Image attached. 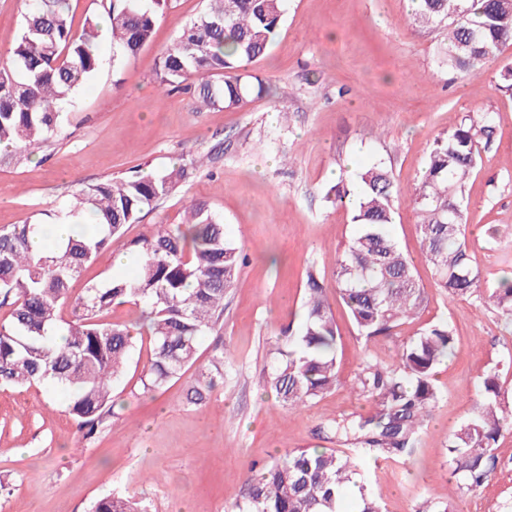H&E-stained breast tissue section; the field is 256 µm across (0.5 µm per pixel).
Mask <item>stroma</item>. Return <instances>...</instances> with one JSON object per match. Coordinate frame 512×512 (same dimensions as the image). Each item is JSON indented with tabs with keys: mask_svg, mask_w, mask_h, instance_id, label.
Returning a JSON list of instances; mask_svg holds the SVG:
<instances>
[{
	"mask_svg": "<svg viewBox=\"0 0 512 512\" xmlns=\"http://www.w3.org/2000/svg\"><path fill=\"white\" fill-rule=\"evenodd\" d=\"M207 7L167 0L152 41L112 68V42L101 37L99 72L61 114V132L40 151L0 166V228L46 222L77 184L161 172L207 156L206 165L144 212L122 240L99 254L83 281H100L129 240L184 220L195 199L221 216L227 237L247 256L224 298L220 327L200 341L199 360L218 346L236 366L204 409L185 402L186 380L151 395L140 377L152 344L138 338L111 424L83 439L66 395L43 385L0 387V512H91L114 492L145 498L151 512H226L247 491L252 463L298 448H333L329 419L366 417L374 397L356 386L362 360L397 363L402 347L445 320L454 350L436 369L438 400L413 454L371 457L364 473L384 512H416L426 498L452 512H512V428L499 436L498 466L468 493L449 478L446 440L471 418L484 378L497 372L512 410V324L484 301L450 298L433 282L420 249L408 192L432 143L473 112L489 113L490 144L481 147L466 191V242L484 285L512 277V90L497 74L512 66V42L478 77L448 71L437 59L443 30L414 21L408 0H284L283 22L267 53L249 67L268 91L242 109H198L192 91H169L155 68L160 52ZM380 161L405 192L391 232L412 258L425 288L414 318L391 334L360 338L336 295V257L355 232L350 208L333 204L330 187L348 170ZM496 235H489V228ZM315 267L339 328V384L288 410L266 385L275 337L304 321V284Z\"/></svg>",
	"mask_w": 512,
	"mask_h": 512,
	"instance_id": "stroma-1",
	"label": "stroma"
}]
</instances>
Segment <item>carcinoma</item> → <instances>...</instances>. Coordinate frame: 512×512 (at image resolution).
<instances>
[{"mask_svg":"<svg viewBox=\"0 0 512 512\" xmlns=\"http://www.w3.org/2000/svg\"><path fill=\"white\" fill-rule=\"evenodd\" d=\"M414 20L442 27L447 40L439 62L460 74L479 76L512 41V0H413ZM161 0H112L106 27L94 19L76 29L70 0H34L21 35L0 65V164L44 147L58 129V114L74 102L78 89L97 72L102 32L112 37V62L135 55L150 43ZM283 0H208L206 10L183 28L162 53L157 76L165 88L197 78L198 100L207 109L241 108L265 85L247 68L277 37ZM493 135L486 112L472 113L444 137L435 139L413 202L422 254L435 284L448 296L479 294L512 319V279L482 289L480 273L465 245L464 197L477 165L479 145ZM197 170L195 163L141 177L107 179L80 187L61 216L79 230L46 256L31 250L40 224L0 229V385L46 384L69 397V413L82 437L92 438L114 415L112 385L123 375L135 348L137 328L104 322L100 315L117 305L141 304L152 353L141 376L143 393L163 390L195 372L187 404L203 409L213 390L233 370L221 352L197 364L200 339L215 330L224 297L246 256L224 234V224L206 206L190 202L186 224L156 231L127 244L136 258L131 277L89 283L71 298L75 282L101 251L140 222L142 212L174 192ZM403 195L392 173L378 162L364 167L357 182L334 186V201L353 205L355 234L336 258V293L365 339L388 335L414 317L424 300L412 260L390 228L396 200ZM305 321L296 336L276 338L267 384L288 409H297L336 388L338 328L316 269L306 271ZM74 300V320L61 323L58 310ZM454 349V331L441 320L402 348L393 366L362 363L357 384L378 401L366 418L329 423L336 441L351 453L299 448L249 469L248 492L233 512H339L353 487L359 512H382L361 473L363 456L395 459L413 452L438 395L436 366ZM477 413L448 437V473L470 492L491 477L492 448L506 408L499 400L498 375L483 381ZM92 512H148L135 496L114 493L97 499Z\"/></svg>","mask_w":512,"mask_h":512,"instance_id":"cac0c4a2","label":"carcinoma"}]
</instances>
